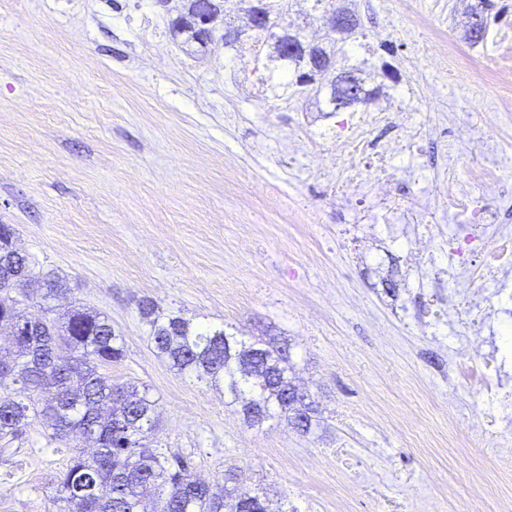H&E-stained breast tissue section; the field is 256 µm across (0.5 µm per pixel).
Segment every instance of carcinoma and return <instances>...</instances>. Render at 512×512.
Segmentation results:
<instances>
[{"instance_id":"carcinoma-1","label":"carcinoma","mask_w":512,"mask_h":512,"mask_svg":"<svg viewBox=\"0 0 512 512\" xmlns=\"http://www.w3.org/2000/svg\"><path fill=\"white\" fill-rule=\"evenodd\" d=\"M218 9L219 0L184 4L189 21ZM33 275L27 257L0 246V336L16 337L8 350L0 349V364L13 370L9 379L0 376V440L19 437L38 417L53 440L94 437V453L74 450L54 478L57 512H143L142 498L150 492L163 499L159 512H267L258 497L237 485L212 492L184 459L153 444L155 403L147 391L131 382L115 384L100 372L123 358L122 337L107 316L73 304L71 289L56 272H39L43 315L17 335L15 316ZM139 313L157 353L178 371L224 388L239 413L261 407L262 416L249 426L275 417L292 423L283 397L288 368L281 381L246 375L236 350L224 351V340L261 353L271 364L290 360L288 347L248 345L222 327L194 325L179 312L163 314L149 299L141 301ZM63 346L70 351L65 360L58 355Z\"/></svg>"}]
</instances>
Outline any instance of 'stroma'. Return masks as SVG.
<instances>
[{"instance_id": "stroma-1", "label": "stroma", "mask_w": 512, "mask_h": 512, "mask_svg": "<svg viewBox=\"0 0 512 512\" xmlns=\"http://www.w3.org/2000/svg\"><path fill=\"white\" fill-rule=\"evenodd\" d=\"M478 2L347 0L360 27L335 45L337 68L363 67L379 91L368 111L403 108L416 129L415 150L388 160L408 224L448 181L467 184L474 161L512 148V118L480 120L501 77L470 78L485 56L512 55V0L481 7L475 43L464 22ZM420 16L454 55L426 51ZM172 19L156 0H0V224L16 248L109 317L124 357L105 374L146 386L155 441L214 490L230 470L271 512H383L388 498L406 512H501L502 435L471 429L488 409L478 384L445 379L464 337L396 317L429 298L373 224L384 204L372 180L341 198L334 166L291 150L295 134L335 130L352 109L328 115L314 86L281 87L265 35L214 37L200 57L172 38ZM340 224L361 225L358 247L338 246ZM144 299L248 343L288 341L318 406L311 432L276 418L248 427L224 394L173 369ZM342 406L354 420H337ZM14 446L0 454V512H55L70 451L37 424ZM339 446L350 465L332 456Z\"/></svg>"}]
</instances>
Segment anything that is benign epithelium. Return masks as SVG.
Masks as SVG:
<instances>
[{"label": "benign epithelium", "mask_w": 512, "mask_h": 512, "mask_svg": "<svg viewBox=\"0 0 512 512\" xmlns=\"http://www.w3.org/2000/svg\"><path fill=\"white\" fill-rule=\"evenodd\" d=\"M324 37L318 39L302 32L286 33L275 30V23L267 9L264 0H252L244 15V25L230 31L226 38L238 41L247 32L263 31L271 34V48L275 55L288 56L297 52L303 55L307 77L332 80L339 89L343 90L339 100V108H353L367 105L370 100L366 96L365 80L360 77L361 70L336 72L335 56L326 48L325 41H343L349 37L358 26L356 15L345 5L338 4L328 13L322 15ZM485 27L482 14L471 10L467 13L466 29L471 38L481 34ZM288 402L289 412L295 423L307 426L312 421L308 396L297 385L291 384L284 392Z\"/></svg>", "instance_id": "benign-epithelium-1"}]
</instances>
